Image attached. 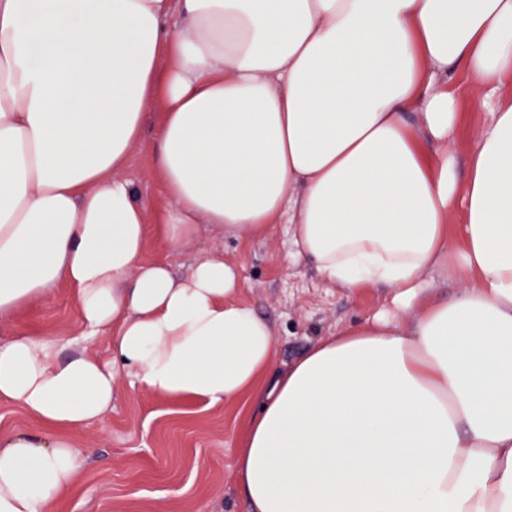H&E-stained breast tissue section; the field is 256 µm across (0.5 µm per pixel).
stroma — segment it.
Here are the masks:
<instances>
[{
	"instance_id": "35a3bbf8",
	"label": "stroma",
	"mask_w": 512,
	"mask_h": 512,
	"mask_svg": "<svg viewBox=\"0 0 512 512\" xmlns=\"http://www.w3.org/2000/svg\"><path fill=\"white\" fill-rule=\"evenodd\" d=\"M160 122V111L149 113L122 171L133 181L152 224L159 223L168 204L153 174ZM212 255L240 265V301L273 328L275 372L296 363L318 339L361 325L390 306L387 288L348 292L321 279L311 259L296 255L284 223L254 239H235L208 226L185 252L172 250L153 233L142 262H166L176 274L186 275L197 259ZM18 328L52 336L78 335L70 288L59 285L49 301L34 302L0 325V343ZM116 385L111 410L76 433L82 467L58 512H246L233 451L247 418L261 408L258 399L223 406L167 399L123 373Z\"/></svg>"
}]
</instances>
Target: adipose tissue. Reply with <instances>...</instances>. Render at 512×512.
Returning <instances> with one entry per match:
<instances>
[{
  "label": "adipose tissue",
  "mask_w": 512,
  "mask_h": 512,
  "mask_svg": "<svg viewBox=\"0 0 512 512\" xmlns=\"http://www.w3.org/2000/svg\"><path fill=\"white\" fill-rule=\"evenodd\" d=\"M455 71L488 115L463 157ZM506 86L512 0H0V321L63 282L81 326L0 343V400L40 426L0 438V512H56L121 371L262 401L234 452L247 512H512ZM156 109L173 250L284 216L323 279L390 310L273 375L236 265H143L119 171ZM432 269L470 284L430 299Z\"/></svg>",
  "instance_id": "1"
}]
</instances>
